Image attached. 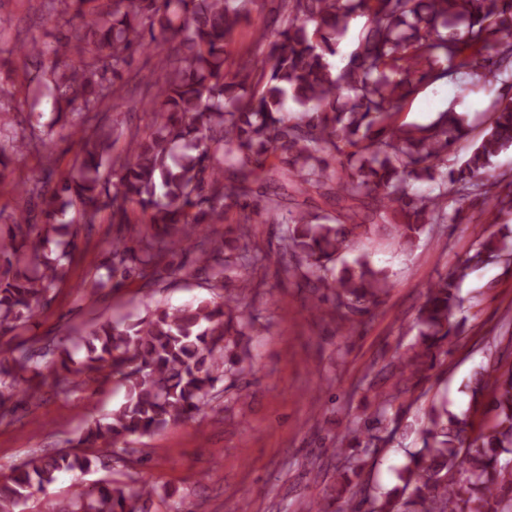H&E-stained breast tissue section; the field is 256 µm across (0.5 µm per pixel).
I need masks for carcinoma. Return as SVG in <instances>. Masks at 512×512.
I'll list each match as a JSON object with an SVG mask.
<instances>
[{"label": "carcinoma", "instance_id": "1", "mask_svg": "<svg viewBox=\"0 0 512 512\" xmlns=\"http://www.w3.org/2000/svg\"><path fill=\"white\" fill-rule=\"evenodd\" d=\"M56 42L33 40L17 54L41 69L20 88L24 98L51 89L53 119L23 125L0 114V183L27 155L48 154L53 128L79 144L75 173L52 181L53 170L27 184L40 216L4 215L0 233V423L40 398L44 388L71 394L88 379H118L126 401L87 423L71 450L34 453L0 479V512H24L29 498L64 473H90L118 456L131 464L127 439L195 418L217 385L252 368L245 338L256 330L241 294L271 254L254 246V225L278 228V269L300 280L315 307L353 332L392 286L389 271L369 253L343 255L383 236L412 247L427 227L456 219L449 203L483 200L485 223L512 213V178L494 160L512 148V99L493 109V121L469 157L452 158L465 135L448 109L426 125L398 124L400 104L422 83L462 69L482 70L494 82L512 74V0H278L274 35L258 31L262 57L230 71L225 52L246 17L248 0H43ZM367 18L359 45L336 68L329 57L350 21ZM152 51L155 78L139 103L152 116L142 134L102 125L112 100L131 80L135 56ZM297 109H285L287 100ZM125 139V155L112 145ZM414 182L437 192L419 194ZM335 213L305 209L313 196ZM237 205L243 222L224 237L210 234ZM137 206L145 220L130 223ZM109 211L112 246L89 275L94 290L138 284L146 300L165 281L203 272L213 298L180 307L156 305L137 322L105 320L64 343L28 336L38 310L67 281L80 226ZM512 262V241L477 236L474 253L429 286L418 310L417 335L371 386L372 410L350 421L332 449L336 484L328 501L308 512H512V363L490 355L465 385L473 408L489 418L433 402L416 423L419 446L405 449L399 485L369 484L373 449L393 441L406 398L430 377L463 333L455 319L460 281L481 264ZM84 352L80 360L75 354ZM154 488L102 478L87 493L53 504V512H146Z\"/></svg>", "mask_w": 512, "mask_h": 512}]
</instances>
